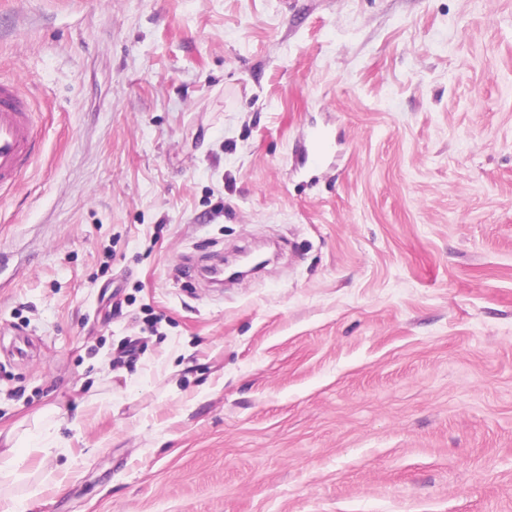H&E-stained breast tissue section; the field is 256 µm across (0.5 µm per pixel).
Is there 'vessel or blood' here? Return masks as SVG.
Returning a JSON list of instances; mask_svg holds the SVG:
<instances>
[{
  "label": "vessel or blood",
  "instance_id": "vessel-or-blood-1",
  "mask_svg": "<svg viewBox=\"0 0 512 512\" xmlns=\"http://www.w3.org/2000/svg\"><path fill=\"white\" fill-rule=\"evenodd\" d=\"M331 144L328 132L313 135L305 157L310 166H319ZM34 129L28 101L18 82L0 80V188L14 185L34 152Z\"/></svg>",
  "mask_w": 512,
  "mask_h": 512
}]
</instances>
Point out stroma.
Instances as JSON below:
<instances>
[{
    "mask_svg": "<svg viewBox=\"0 0 512 512\" xmlns=\"http://www.w3.org/2000/svg\"><path fill=\"white\" fill-rule=\"evenodd\" d=\"M0 78V512H512V0H0ZM26 96L15 80H0V189L14 185L34 152V129ZM330 144L331 138L328 132L320 131L313 135L310 148L305 149L306 161L310 166L317 167L322 163Z\"/></svg>",
    "mask_w": 512,
    "mask_h": 512,
    "instance_id": "35a3bbf8",
    "label": "stroma"
}]
</instances>
